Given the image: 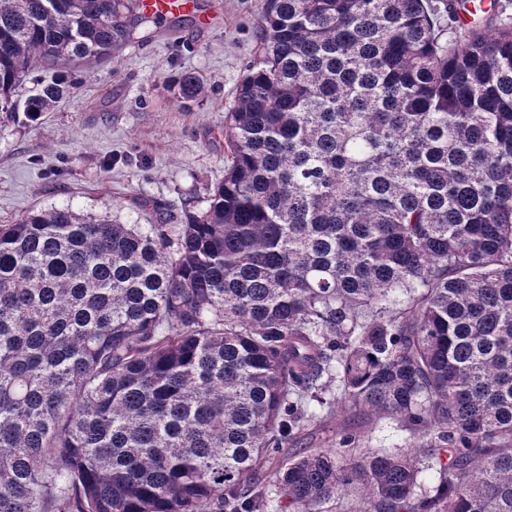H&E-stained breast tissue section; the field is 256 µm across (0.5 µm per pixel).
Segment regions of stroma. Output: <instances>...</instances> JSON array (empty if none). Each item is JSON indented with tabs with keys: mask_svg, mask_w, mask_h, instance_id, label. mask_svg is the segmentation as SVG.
<instances>
[{
	"mask_svg": "<svg viewBox=\"0 0 512 512\" xmlns=\"http://www.w3.org/2000/svg\"><path fill=\"white\" fill-rule=\"evenodd\" d=\"M264 0H200L210 15L141 27L118 56L74 74L76 89L40 117L0 127V224L53 207L149 224L145 203L201 209L224 178V111L258 56ZM190 71L205 84L194 102L166 91ZM353 429L366 447L397 453L412 440L400 423L347 407L307 427L300 448H332Z\"/></svg>",
	"mask_w": 512,
	"mask_h": 512,
	"instance_id": "1",
	"label": "stroma"
}]
</instances>
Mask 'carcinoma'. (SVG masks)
Instances as JSON below:
<instances>
[{
  "label": "carcinoma",
  "mask_w": 512,
  "mask_h": 512,
  "mask_svg": "<svg viewBox=\"0 0 512 512\" xmlns=\"http://www.w3.org/2000/svg\"><path fill=\"white\" fill-rule=\"evenodd\" d=\"M455 11L265 0L205 209L0 224V512H263L271 459L288 512L353 484L349 512H512V26L450 37ZM146 23L0 0V125ZM328 382L415 450L282 455L334 415Z\"/></svg>",
  "instance_id": "cac0c4a2"
}]
</instances>
